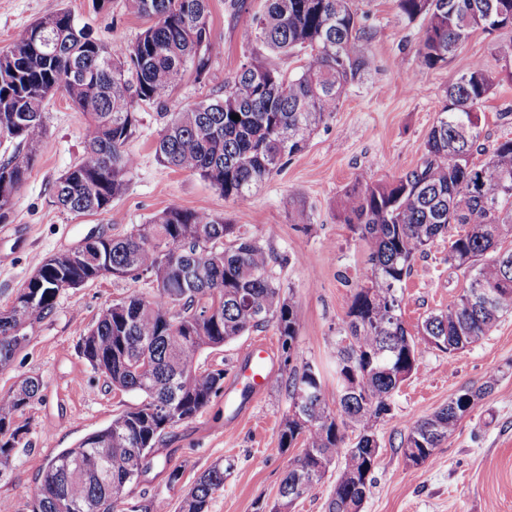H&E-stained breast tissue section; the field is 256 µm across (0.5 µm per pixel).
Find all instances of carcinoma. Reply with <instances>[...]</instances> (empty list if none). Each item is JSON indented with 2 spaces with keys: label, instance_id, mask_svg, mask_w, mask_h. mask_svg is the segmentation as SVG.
I'll return each mask as SVG.
<instances>
[{
  "label": "carcinoma",
  "instance_id": "carcinoma-1",
  "mask_svg": "<svg viewBox=\"0 0 512 512\" xmlns=\"http://www.w3.org/2000/svg\"><path fill=\"white\" fill-rule=\"evenodd\" d=\"M265 2L263 13L248 15L254 41L273 53L306 56V65L287 76L250 56L221 94L170 115L155 146L163 165L198 175L238 203L307 147L319 124L338 111L346 87L373 64L360 44L365 32L352 0ZM123 8L148 22L128 43L95 36L60 9L0 50V143L14 144L0 163V180L7 176L18 189L25 183L46 133V103L63 91L87 117L86 147L56 180L55 202L93 214L111 210L125 192L138 108H165L189 70L203 79L211 43L208 0H123ZM398 8L409 20L425 21L416 54L428 69L447 64L474 31H512V0H398ZM491 52L505 72L495 75L475 62L448 86L419 166L389 183L344 190L342 221L373 250L337 330V413L326 401L320 370L308 362L300 371L291 367L298 315L271 254L245 225L170 207L123 237L88 244V254L99 251L110 261L113 277L146 276L155 288L150 297L130 294L112 303L80 338L89 364L113 388L142 400L54 456L29 512H125L126 489L147 468L157 439L196 417L223 388L224 371L200 370L199 355L270 324L290 367L280 446L299 443L301 451L288 461L277 497L258 504L257 512H280L303 497L335 461L328 512H361L378 456L373 424L390 414V398L418 372L423 354L434 348L451 356L512 314V248H502L512 236V138L484 162L474 161L483 151L480 108L497 84L512 79V37L492 43ZM443 237L448 263L470 272V282L447 310L424 320L417 337L403 320L402 284L415 256ZM40 270L41 280L28 281L0 311L1 368L61 291L100 277L98 266L76 252L54 254ZM498 382L493 370L479 388L416 420L402 442L406 462L428 461ZM41 388L40 379L27 376L0 393V477L10 452L25 446L28 428L16 418ZM349 431L355 433L350 443ZM223 487L219 461L183 495L179 512H208Z\"/></svg>",
  "mask_w": 512,
  "mask_h": 512
}]
</instances>
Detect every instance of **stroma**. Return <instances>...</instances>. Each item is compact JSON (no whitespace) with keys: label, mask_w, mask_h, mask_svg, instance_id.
<instances>
[{"label":"stroma","mask_w":512,"mask_h":512,"mask_svg":"<svg viewBox=\"0 0 512 512\" xmlns=\"http://www.w3.org/2000/svg\"><path fill=\"white\" fill-rule=\"evenodd\" d=\"M233 0H209L210 68L204 81L186 73L172 92L169 111L208 99L224 88L251 54L294 74L305 57L283 56L250 41ZM368 33L374 63L363 80L349 86L333 119L320 125L307 148L253 189L240 204L225 199L198 175L165 167L155 144L165 124L157 109H139L140 123L127 145L136 164L125 192L110 211L77 214L53 198L57 178L84 152L86 117L63 95L45 108L46 134L35 166L20 189L6 221L0 222V309L50 256L78 247L88 237H118L170 207L206 212L247 225L277 258L274 270L289 289L300 317L298 362L319 367L330 406L338 404L332 373L336 330L346 317L356 277L371 253L370 244L336 219V204L357 181L387 182L414 169L425 155V138L446 100L449 83L476 61L494 72L503 64L491 53L492 35L477 31L447 65L420 66L415 54L423 20L400 17L397 0H354ZM77 23L116 43L133 40L143 19L128 15L122 0L96 11L92 0H0V49L8 47L34 21L59 9ZM480 142L485 151L512 138V83L501 82L481 108ZM304 204L310 224L291 223V203ZM448 244L436 240L417 255L403 284V319L417 331L432 313L447 310L468 285L469 276L447 262ZM148 278L105 276L62 291L52 312L34 323L27 341L7 367L0 368V392L26 376L43 383L41 397L28 408V444L15 449L0 477V512H27L26 491L57 453L106 427L113 416L136 405L134 392L113 389L80 351V338L101 310L130 294H151ZM259 341L271 349L272 377L259 394L244 391L234 373ZM202 367L223 370L224 386L195 418L167 430L151 453V463L129 487V502L164 497L175 512L184 492L214 463L229 469L209 512H255L257 501H273L291 457L280 449L288 412L283 363L274 326L251 332L199 357ZM496 389L437 448L425 464L413 466L401 443L414 421L446 405L454 394L478 388L489 371ZM374 431L377 465L362 512H512V314L505 315L480 343L454 356L430 349L420 370L392 399V412ZM179 480L169 483L172 469Z\"/></svg>","instance_id":"1"}]
</instances>
